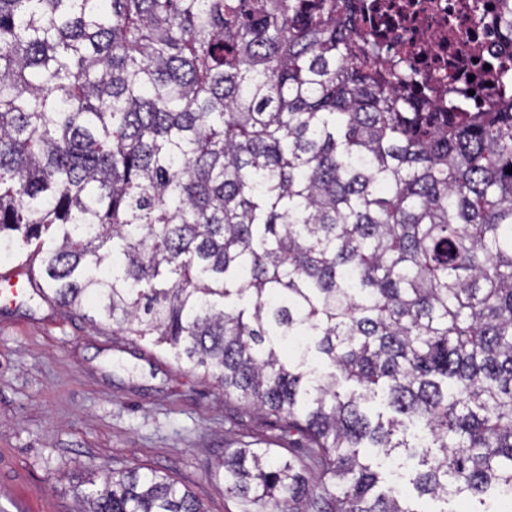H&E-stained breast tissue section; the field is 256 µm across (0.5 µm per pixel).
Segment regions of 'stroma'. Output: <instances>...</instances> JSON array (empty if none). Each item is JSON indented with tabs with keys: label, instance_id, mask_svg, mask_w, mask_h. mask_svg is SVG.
Here are the masks:
<instances>
[{
	"label": "stroma",
	"instance_id": "stroma-1",
	"mask_svg": "<svg viewBox=\"0 0 512 512\" xmlns=\"http://www.w3.org/2000/svg\"><path fill=\"white\" fill-rule=\"evenodd\" d=\"M87 308L27 295L0 301V512H74L89 467L159 470L204 512H243L215 467L254 439L288 446L165 346L116 336ZM417 512H512V500L420 499Z\"/></svg>",
	"mask_w": 512,
	"mask_h": 512
}]
</instances>
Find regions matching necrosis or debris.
I'll return each mask as SVG.
<instances>
[{"instance_id": "4bbe7bcc", "label": "necrosis or debris", "mask_w": 512, "mask_h": 512, "mask_svg": "<svg viewBox=\"0 0 512 512\" xmlns=\"http://www.w3.org/2000/svg\"><path fill=\"white\" fill-rule=\"evenodd\" d=\"M502 17V0H366L357 27L377 33L383 60L418 72L435 99L455 89L480 112L504 95L486 69L502 47Z\"/></svg>"}]
</instances>
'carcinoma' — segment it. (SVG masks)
I'll use <instances>...</instances> for the list:
<instances>
[{
	"instance_id": "obj_1",
	"label": "carcinoma",
	"mask_w": 512,
	"mask_h": 512,
	"mask_svg": "<svg viewBox=\"0 0 512 512\" xmlns=\"http://www.w3.org/2000/svg\"><path fill=\"white\" fill-rule=\"evenodd\" d=\"M362 2L0 0V255L309 449L224 452L270 512H416L373 452L512 493V98L405 95ZM87 484L79 512H204L155 470Z\"/></svg>"
}]
</instances>
